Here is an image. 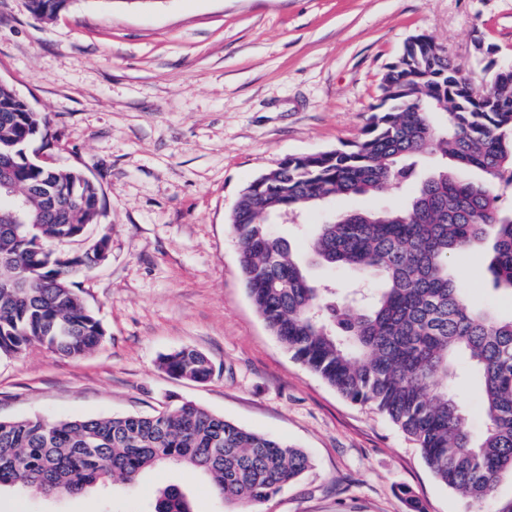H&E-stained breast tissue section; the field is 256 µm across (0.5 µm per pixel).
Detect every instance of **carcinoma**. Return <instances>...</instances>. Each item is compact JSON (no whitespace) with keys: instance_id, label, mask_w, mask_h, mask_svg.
Listing matches in <instances>:
<instances>
[{"instance_id":"1","label":"carcinoma","mask_w":512,"mask_h":512,"mask_svg":"<svg viewBox=\"0 0 512 512\" xmlns=\"http://www.w3.org/2000/svg\"><path fill=\"white\" fill-rule=\"evenodd\" d=\"M67 8V0H29L40 21ZM49 125L0 84V181L28 195L23 214L0 196V358L34 344L79 358L105 336L74 278L100 261L107 237L78 254L52 248L85 238L100 214L101 188L79 168H46L28 156ZM427 154L441 157L430 172L421 166ZM460 170L484 179H460ZM389 186L411 189L405 206L341 214L307 236L311 258L357 272L358 287L344 292L312 281L269 222ZM511 188L512 67L491 59L476 80L418 34L389 66L359 140L288 157L261 188L242 190L230 217L242 280L268 330L344 398L387 416L443 485L470 504L493 503V512H512V498L495 499L512 475V317L473 306L452 266L490 237L487 273L496 288L512 290V216L499 208V191ZM159 364L193 382L214 374L192 348ZM472 380L485 419L477 438L460 402ZM166 464L207 477L222 503L246 507L280 493L311 460L190 401L170 400L146 415L0 420V488L72 496L111 477L133 483ZM151 512L193 510L170 484Z\"/></svg>"}]
</instances>
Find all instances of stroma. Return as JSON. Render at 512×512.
<instances>
[{"instance_id":"35a3bbf8","label":"stroma","mask_w":512,"mask_h":512,"mask_svg":"<svg viewBox=\"0 0 512 512\" xmlns=\"http://www.w3.org/2000/svg\"><path fill=\"white\" fill-rule=\"evenodd\" d=\"M430 36L468 75L476 40L512 60V0H71L50 21L0 0V83L51 119L42 154L97 182L90 237L107 259L76 276L101 344L79 359L35 346L0 359V419L145 415L188 400L303 449L312 468L256 512H463L421 451L378 410L345 399L294 360L242 285L228 224L240 191L289 156L358 140L388 65ZM407 192L339 197L299 216L400 207ZM487 251L455 273L469 300L512 317ZM182 347L214 366L208 382L159 367ZM182 487L195 512H221L209 481L168 466L77 497L0 492V512H148Z\"/></svg>"}]
</instances>
